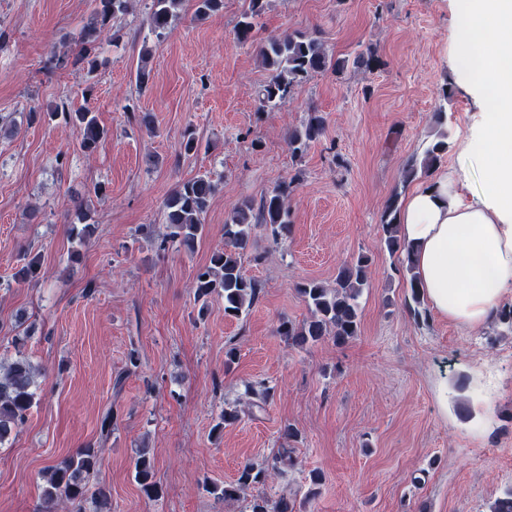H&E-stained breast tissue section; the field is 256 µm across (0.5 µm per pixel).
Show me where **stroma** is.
<instances>
[{"label": "stroma", "instance_id": "stroma-1", "mask_svg": "<svg viewBox=\"0 0 512 512\" xmlns=\"http://www.w3.org/2000/svg\"><path fill=\"white\" fill-rule=\"evenodd\" d=\"M150 4L135 0L118 20L121 39L103 43L90 78L73 60L92 0H0V358L21 354L43 372L27 422L0 447V512H41L43 469L87 447L103 451L92 480L110 489L112 512H244L259 494L294 500L297 512H489L512 487V333L493 322L464 330L433 313L416 323L409 274L382 231L388 203L427 183L407 168L442 128L449 148L439 164L456 165L479 109L457 79V0H269L247 45L234 39L246 0H224L204 20L183 0L161 41L143 24ZM294 31L341 57L375 48L382 65L316 75L281 109L258 111L268 73L257 45ZM143 63L153 84L140 94ZM86 105L107 131L90 157L59 115ZM313 110L326 132L294 158L287 131ZM133 112L151 113L154 132ZM189 128L201 148L184 155ZM198 176L218 190L190 253L159 236L166 197ZM287 180V237L256 228L243 258L258 300L233 317L216 296L198 318L191 287L223 247L226 217ZM77 193L96 227L85 243L70 224ZM142 224L155 238L139 234ZM361 255L370 267L358 336L288 345L280 322L309 317L298 284H333ZM33 257L38 281L15 282ZM260 384L270 398L243 411L247 386ZM230 405L239 420L215 432ZM109 411L116 421L104 434ZM289 423L301 434L295 468L233 500L202 490L270 461ZM143 445L156 499L134 479ZM314 469L323 482L310 500Z\"/></svg>", "mask_w": 512, "mask_h": 512}]
</instances>
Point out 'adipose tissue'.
<instances>
[{
  "instance_id": "ef3b65f1",
  "label": "adipose tissue",
  "mask_w": 512,
  "mask_h": 512,
  "mask_svg": "<svg viewBox=\"0 0 512 512\" xmlns=\"http://www.w3.org/2000/svg\"><path fill=\"white\" fill-rule=\"evenodd\" d=\"M456 27L460 84L493 109L467 126L458 165L407 195L398 224L431 309L474 329L512 293V0H468Z\"/></svg>"
}]
</instances>
